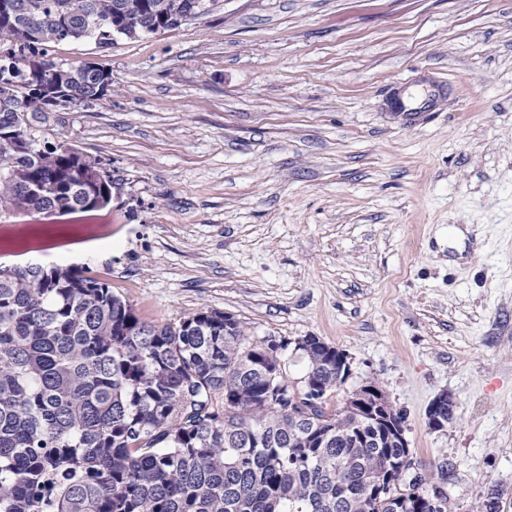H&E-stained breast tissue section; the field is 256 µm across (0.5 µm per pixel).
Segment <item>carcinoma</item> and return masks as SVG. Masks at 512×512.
<instances>
[{"label":"carcinoma","mask_w":512,"mask_h":512,"mask_svg":"<svg viewBox=\"0 0 512 512\" xmlns=\"http://www.w3.org/2000/svg\"><path fill=\"white\" fill-rule=\"evenodd\" d=\"M203 0H0V218L106 207L100 157L41 142L31 120L56 97L105 93L106 69L53 46L175 29ZM271 337L234 317L140 319L87 269L0 265V512H448L412 449L343 400L316 336L288 374Z\"/></svg>","instance_id":"obj_1"}]
</instances>
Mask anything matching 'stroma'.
Wrapping results in <instances>:
<instances>
[{
	"label": "stroma",
	"mask_w": 512,
	"mask_h": 512,
	"mask_svg": "<svg viewBox=\"0 0 512 512\" xmlns=\"http://www.w3.org/2000/svg\"><path fill=\"white\" fill-rule=\"evenodd\" d=\"M53 55L112 72L36 126L101 157L112 201L0 220V263L90 266L149 321L319 337L444 464L448 512L512 498V0H219Z\"/></svg>",
	"instance_id": "1"
}]
</instances>
